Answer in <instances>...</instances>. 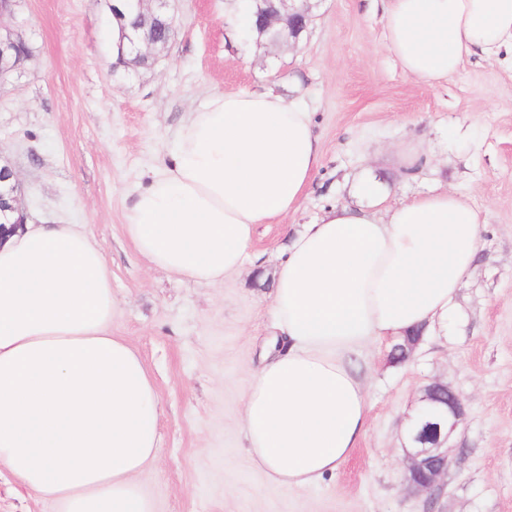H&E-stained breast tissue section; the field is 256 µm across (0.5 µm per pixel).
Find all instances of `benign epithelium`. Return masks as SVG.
Returning <instances> with one entry per match:
<instances>
[{
    "instance_id": "7a95c632",
    "label": "benign epithelium",
    "mask_w": 512,
    "mask_h": 512,
    "mask_svg": "<svg viewBox=\"0 0 512 512\" xmlns=\"http://www.w3.org/2000/svg\"><path fill=\"white\" fill-rule=\"evenodd\" d=\"M136 18L132 30L141 35L131 41L133 60L144 65L153 49H164L176 36V20L170 11L171 0H134ZM256 14L264 22L263 32L281 35L288 30L285 44L298 43L301 34L314 20L310 0H255ZM30 57V48L20 33L0 34V81L19 69ZM15 169L0 147V227L24 224L27 212L22 206L23 189L14 178ZM464 416L459 395L448 385L433 383L425 387L407 430L408 465L405 481L417 493L433 495L439 480L448 473V438Z\"/></svg>"
}]
</instances>
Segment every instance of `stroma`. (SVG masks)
Segmentation results:
<instances>
[{"label":"stroma","instance_id":"1","mask_svg":"<svg viewBox=\"0 0 512 512\" xmlns=\"http://www.w3.org/2000/svg\"><path fill=\"white\" fill-rule=\"evenodd\" d=\"M227 0H176L177 34L149 65L113 70L105 0H14L0 30L31 56L0 85V147L37 224H74L105 252L112 332L156 384L162 448L146 490L157 512H512V67L475 54L444 83L410 79L385 47L377 0H317L294 52L226 35ZM277 83L314 114L322 162L297 210L257 225L250 246L273 269L291 230L354 201L364 174L386 205L449 190L479 211L482 246L444 336L403 363L392 340L361 364L369 417L336 473L312 487L268 482L247 462L242 392L268 348L271 277L214 287L148 268L125 215L189 109L212 92ZM422 150L415 177L403 149ZM448 384L465 415L434 495L406 488L405 429L427 385Z\"/></svg>","mask_w":512,"mask_h":512}]
</instances>
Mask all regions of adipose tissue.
Masks as SVG:
<instances>
[{
    "label": "adipose tissue",
    "instance_id": "adipose-tissue-1",
    "mask_svg": "<svg viewBox=\"0 0 512 512\" xmlns=\"http://www.w3.org/2000/svg\"><path fill=\"white\" fill-rule=\"evenodd\" d=\"M385 46L436 86L472 54L512 62V0H385ZM313 114L274 86L191 109L138 190L125 235L151 268L209 285L250 268L257 225L295 210L320 166ZM479 213L431 192L385 216L337 203L302 225L272 279L283 347L243 392L249 462L310 487L356 448L368 417L355 366L370 342L447 331L481 246ZM102 246L69 224L0 235V466L54 512H156L143 477L161 448L155 383L112 332Z\"/></svg>",
    "mask_w": 512,
    "mask_h": 512
}]
</instances>
